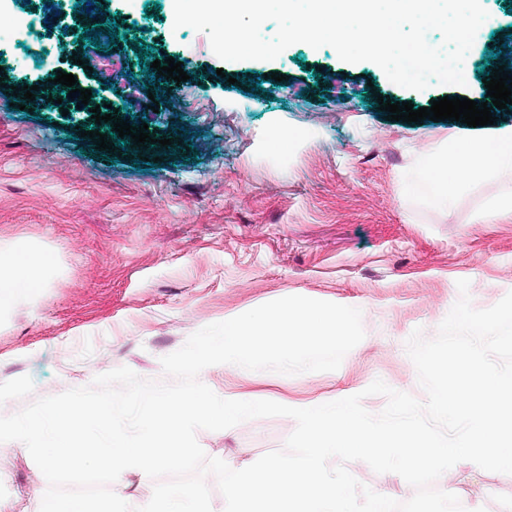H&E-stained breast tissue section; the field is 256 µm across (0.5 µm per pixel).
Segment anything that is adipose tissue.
Segmentation results:
<instances>
[{
	"label": "adipose tissue",
	"instance_id": "1",
	"mask_svg": "<svg viewBox=\"0 0 512 512\" xmlns=\"http://www.w3.org/2000/svg\"><path fill=\"white\" fill-rule=\"evenodd\" d=\"M424 167L418 187L436 202L451 203L461 182L512 173V131L466 140L449 139L445 148L422 153ZM52 253L17 247L0 249V308L23 296L40 293L46 274L55 266Z\"/></svg>",
	"mask_w": 512,
	"mask_h": 512
}]
</instances>
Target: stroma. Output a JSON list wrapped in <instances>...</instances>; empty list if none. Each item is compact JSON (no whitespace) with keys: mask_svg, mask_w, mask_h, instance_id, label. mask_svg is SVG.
I'll return each mask as SVG.
<instances>
[{"mask_svg":"<svg viewBox=\"0 0 512 512\" xmlns=\"http://www.w3.org/2000/svg\"><path fill=\"white\" fill-rule=\"evenodd\" d=\"M493 18L469 53L465 87L427 93L392 84L375 64L342 62L329 46L298 43L275 61L224 62L206 34L174 28L169 0H103L107 52L137 79L118 92L100 72L69 60L89 18L54 9L53 0H0L20 55L0 46L9 81L50 75L37 53L63 41L57 68L174 150H96L79 128L94 126L76 100L22 109L0 87V246L53 253L57 264L40 294L0 312V415L36 398L89 385L126 366L160 380L161 357L204 326L292 295L356 307L364 339L331 372L284 375L220 364L200 381L217 395L265 398L289 407L342 399L380 379L425 400L406 341L425 338L470 282L475 308L512 291V218L484 217L512 197V174L463 182L451 204L413 190L422 148L512 129V109L476 128L448 120L391 121L378 97L429 106L444 96L487 101L480 75L512 34V0H482ZM180 61L188 79L157 80L147 63ZM283 81H275V74ZM184 109L149 107L150 95L179 91ZM151 159L137 169L138 157ZM295 422L253 419L228 431L197 433L208 456L245 468L283 449ZM362 484L400 501L415 490L399 475L353 461ZM462 504L512 512V475L459 462L434 483ZM48 483L28 451H0V512H38Z\"/></svg>","mask_w":512,"mask_h":512,"instance_id":"35a3bbf8","label":"stroma"}]
</instances>
